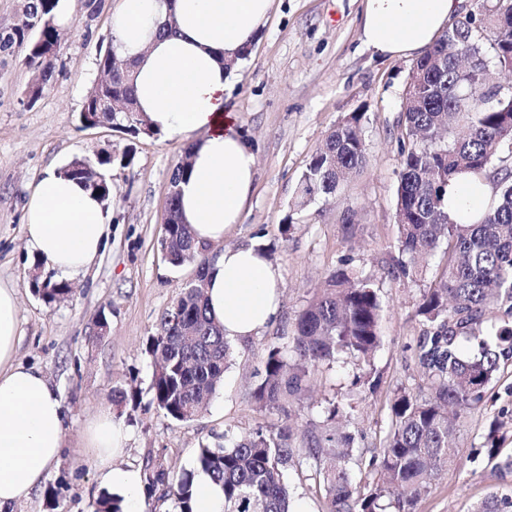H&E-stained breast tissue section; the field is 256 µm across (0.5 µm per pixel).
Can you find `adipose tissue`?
<instances>
[{"mask_svg": "<svg viewBox=\"0 0 512 512\" xmlns=\"http://www.w3.org/2000/svg\"><path fill=\"white\" fill-rule=\"evenodd\" d=\"M274 0H122L113 21L121 54L134 62L137 106L163 138L189 145L191 170L179 185L180 210L200 241L220 246L206 283L210 313L229 339L257 335L275 318L281 273L255 247H223L251 194L256 153L225 107L228 64L266 23ZM458 0H363L364 44L381 57L423 54L447 28ZM174 19L176 36L152 35ZM493 198L488 181L469 174L448 187V211L477 216ZM28 242L39 260L65 274L86 269L102 252L110 214L84 183L47 172L24 210ZM19 321L14 293L0 287V512L41 485L63 448L62 406L44 375L16 363ZM125 427L96 419L87 450L100 476L138 512L144 477L116 465Z\"/></svg>", "mask_w": 512, "mask_h": 512, "instance_id": "ef3b65f1", "label": "adipose tissue"}]
</instances>
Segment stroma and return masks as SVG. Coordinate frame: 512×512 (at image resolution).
I'll use <instances>...</instances> for the list:
<instances>
[{"label": "stroma", "instance_id": "35a3bbf8", "mask_svg": "<svg viewBox=\"0 0 512 512\" xmlns=\"http://www.w3.org/2000/svg\"><path fill=\"white\" fill-rule=\"evenodd\" d=\"M119 6L120 0H103L93 16L85 0H63L72 16L61 30L63 67L34 107L21 103L32 77L22 54L0 57V285L15 289L19 300L16 360L48 378L62 404L64 433L61 455L40 488L10 512H93L106 488L85 445L89 425L104 412L127 430L118 464L142 470L148 461H160L178 475L195 468L200 445L223 443L225 429L245 435L278 425L287 410L297 415L300 436L303 423L318 420L321 402L334 397L350 399L355 411L347 429L362 434L360 448L372 454L388 428L394 390L419 382L408 346L419 330L415 306L434 275L411 281L388 273L397 251L402 103L415 60L373 57L361 40V0H275L246 56L233 65L226 93L257 165L242 219L229 228L224 244L270 250L283 279L277 318L258 335L233 341L223 384L193 421L178 423L156 410L146 341L195 275L194 266L172 267L160 248L169 176L184 146L157 135L134 137L108 124L86 128L79 121L85 97L100 78L96 58L111 40ZM354 112L362 115L363 168L335 197L296 208L311 157L328 131ZM128 148L134 160L126 167L120 159ZM102 152L113 159L106 172L112 231L93 264L65 277L37 264L24 232V205L47 172ZM345 258L372 278L384 308L382 345L373 360L377 390L350 393L354 374L362 370L350 358L312 376L284 410L258 411L254 389L267 347H288L297 316ZM61 279L71 294L45 303L35 281ZM102 314L109 331L97 336L93 323ZM119 390L127 393L121 403L113 400ZM495 419L502 424L500 454L511 455L512 366L491 384L487 403L459 420L460 461L419 499L416 512H474L488 492L512 490V473L493 468L478 452Z\"/></svg>", "mask_w": 512, "mask_h": 512}]
</instances>
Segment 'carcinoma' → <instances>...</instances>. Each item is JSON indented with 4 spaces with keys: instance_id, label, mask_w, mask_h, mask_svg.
Masks as SVG:
<instances>
[{
    "instance_id": "obj_1",
    "label": "carcinoma",
    "mask_w": 512,
    "mask_h": 512,
    "mask_svg": "<svg viewBox=\"0 0 512 512\" xmlns=\"http://www.w3.org/2000/svg\"><path fill=\"white\" fill-rule=\"evenodd\" d=\"M60 0H29L28 16L0 30V56L24 50L27 67L41 85L54 80L60 63ZM492 68L512 72V0L491 14L483 5L454 18L446 32L417 60L403 101L402 156L396 202L397 254L389 274L416 280L441 255L440 273L423 289L414 311L420 325L415 354L423 385L397 389L390 424L377 452L365 457L352 433L336 426L353 405L336 399L321 409L322 427L307 430L293 446L292 427H259L247 435L224 433V445H203L198 470L224 490V512H291L284 471L310 462L325 494L326 512H415L421 495L457 460L456 425L461 415L488 400L491 383L512 366V83L489 87ZM112 94L127 112H94L138 136L154 130L138 109L133 71L112 73ZM361 114L331 129L299 183L296 205L336 192L365 159ZM459 173L497 176L493 201L475 221L453 219L448 185ZM171 223L160 241L174 266L194 264L200 283L182 286L148 337L155 408L175 422L194 419L223 382L231 345L210 314L205 296L209 245L195 241L179 216V190L168 199ZM60 281L37 293L47 303L70 294ZM384 310L371 277L342 262L326 288L298 315L291 346L267 348L264 373L254 391L259 409L282 407L305 391L311 375L346 357L371 365L382 343ZM144 494L170 501L169 512H193L194 473L170 477L150 466ZM94 512H122L121 499L103 495ZM476 512H512V494L492 492Z\"/></svg>"
}]
</instances>
